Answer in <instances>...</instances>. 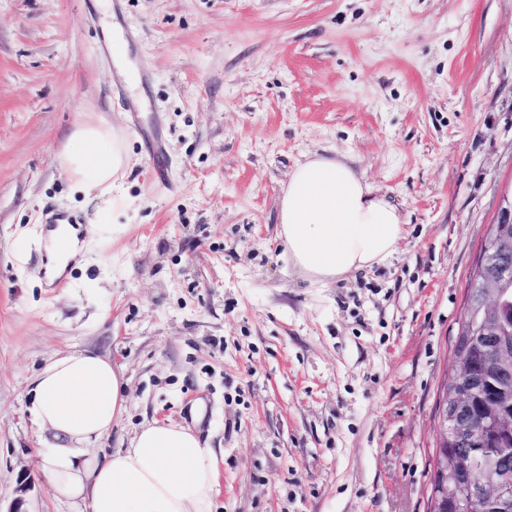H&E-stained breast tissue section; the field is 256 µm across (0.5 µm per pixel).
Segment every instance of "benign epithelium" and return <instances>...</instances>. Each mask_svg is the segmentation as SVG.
<instances>
[{"instance_id": "7a95c632", "label": "benign epithelium", "mask_w": 512, "mask_h": 512, "mask_svg": "<svg viewBox=\"0 0 512 512\" xmlns=\"http://www.w3.org/2000/svg\"><path fill=\"white\" fill-rule=\"evenodd\" d=\"M510 257L512 208L502 212L499 220L491 225L480 256V273L472 277L476 291L473 302L466 309V321L472 336L490 335L495 325L507 315L502 289L506 273L502 269ZM491 365L502 376H507L512 371V348L501 346ZM480 387L481 380L475 378L470 390L463 391L456 386L450 392L443 391L439 398L432 459V471L439 475V480L430 486V499L432 505H439L445 510L451 507L454 512H470L476 501L494 508L497 503L512 498V452L502 451L497 470L482 481L472 477L474 461L470 452H448L449 444L471 439L486 421L503 431L512 429V418L494 406L483 409L479 415L471 411V395Z\"/></svg>"}]
</instances>
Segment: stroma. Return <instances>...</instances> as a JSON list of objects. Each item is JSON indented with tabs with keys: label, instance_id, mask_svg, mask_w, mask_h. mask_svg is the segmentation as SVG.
Instances as JSON below:
<instances>
[{
	"label": "stroma",
	"instance_id": "35a3bbf8",
	"mask_svg": "<svg viewBox=\"0 0 512 512\" xmlns=\"http://www.w3.org/2000/svg\"><path fill=\"white\" fill-rule=\"evenodd\" d=\"M78 123L126 143L112 193L57 166ZM312 153L404 223L390 262L323 288L278 235ZM511 203L512 0H0V512H73L27 406L85 349L130 396L99 453L192 429L215 512H428L440 388ZM50 210L91 230L52 282Z\"/></svg>",
	"mask_w": 512,
	"mask_h": 512
}]
</instances>
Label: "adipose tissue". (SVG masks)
Instances as JSON below:
<instances>
[{"instance_id":"ef3b65f1","label":"adipose tissue","mask_w":512,"mask_h":512,"mask_svg":"<svg viewBox=\"0 0 512 512\" xmlns=\"http://www.w3.org/2000/svg\"><path fill=\"white\" fill-rule=\"evenodd\" d=\"M75 189L109 192L129 164L108 127L77 125L57 157ZM404 234L396 207L336 158L308 155L290 174L279 236L289 266L325 286L388 262ZM28 408L56 497L88 512H213L219 472L213 449L190 429L154 420L127 447L97 456L128 400L120 369L94 350L53 355L32 381Z\"/></svg>"}]
</instances>
